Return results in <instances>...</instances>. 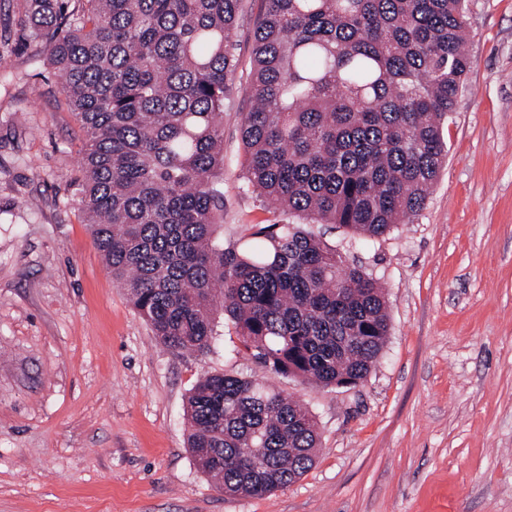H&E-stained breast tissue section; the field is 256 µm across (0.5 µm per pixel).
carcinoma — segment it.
Returning <instances> with one entry per match:
<instances>
[{"label":"carcinoma","mask_w":512,"mask_h":512,"mask_svg":"<svg viewBox=\"0 0 512 512\" xmlns=\"http://www.w3.org/2000/svg\"><path fill=\"white\" fill-rule=\"evenodd\" d=\"M16 0V38L83 133L81 205L112 281L154 335L204 352L231 322L282 376L357 384L388 336L382 287L304 224L224 246V112L246 0ZM241 113L244 188L311 224L378 238L424 204L469 67L464 0H264ZM187 447L226 496L307 472L316 422L232 374L201 378Z\"/></svg>","instance_id":"cac0c4a2"}]
</instances>
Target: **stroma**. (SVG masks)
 Listing matches in <instances>:
<instances>
[{"mask_svg": "<svg viewBox=\"0 0 512 512\" xmlns=\"http://www.w3.org/2000/svg\"><path fill=\"white\" fill-rule=\"evenodd\" d=\"M251 0L224 118V241L300 218L242 191ZM470 68L423 207L387 236L317 225L384 286L368 377L275 374L225 324L209 351L154 336L113 285L80 205V130L49 65L0 58V512H512V0H466ZM228 373L315 418L313 467L262 497L214 489L186 446L185 400Z\"/></svg>", "mask_w": 512, "mask_h": 512, "instance_id": "35a3bbf8", "label": "stroma"}]
</instances>
